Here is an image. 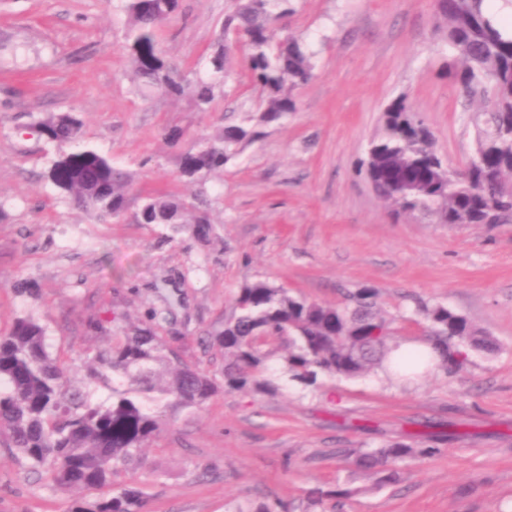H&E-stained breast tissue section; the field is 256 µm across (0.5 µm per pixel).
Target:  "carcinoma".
I'll list each match as a JSON object with an SVG mask.
<instances>
[{
	"mask_svg": "<svg viewBox=\"0 0 512 512\" xmlns=\"http://www.w3.org/2000/svg\"><path fill=\"white\" fill-rule=\"evenodd\" d=\"M181 0H126L128 26L124 50L140 85L172 99L187 97L198 112L212 108L223 91L231 53L246 51L248 84L258 96L244 115L213 133L190 137L180 127L163 137L177 153L178 177L203 186L269 127L296 110L293 88L311 78L314 52L292 35L277 34L293 13L292 0H230L220 33L204 63L182 67L158 49L163 23ZM446 24L448 80L465 96L478 98L474 114L476 147L460 168L445 163L432 134L400 96L382 113V126L362 161L375 193L395 218L420 215L437 224L512 223V33L509 22L486 7V0H438ZM82 120L74 112L36 120L32 131L51 144L75 150L53 162L49 181L76 207L98 220L126 211L133 176L97 150L80 143ZM141 224L186 229L207 238L213 225L206 201L160 193L145 198ZM422 326V341L437 358L435 367L455 374L476 352L493 353L497 344L467 317L443 303L419 302L409 316L384 312L375 288L363 287L336 305L292 295L257 280L242 285L224 327L207 337V346L224 352V366L210 372L165 353L161 324L134 330L84 365L64 363L49 350L46 328L32 315L17 318L0 334V446L46 473L58 489L100 490L119 469L136 465L142 448L161 431L167 413L201 408L223 391L273 394L287 380L304 388L321 377L353 379L381 369L404 340L398 320ZM285 337L279 364H270L269 339ZM420 441H388L360 450L355 465L397 480L398 465L432 455ZM345 494L314 487L307 507ZM144 495L134 483L110 497L78 504L73 512H142Z\"/></svg>",
	"mask_w": 512,
	"mask_h": 512,
	"instance_id": "cac0c4a2",
	"label": "carcinoma"
}]
</instances>
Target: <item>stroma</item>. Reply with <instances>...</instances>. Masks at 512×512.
I'll list each match as a JSON object with an SVG mask.
<instances>
[{
  "mask_svg": "<svg viewBox=\"0 0 512 512\" xmlns=\"http://www.w3.org/2000/svg\"><path fill=\"white\" fill-rule=\"evenodd\" d=\"M282 25L314 51L297 110L246 147L205 186L177 177L167 125L188 134L223 126L249 106L235 51L212 111L141 88L124 52L122 0H0V333L31 314L54 353L82 364L161 313L165 343L205 370L206 349L238 288L264 280L319 303L369 286L382 307L442 302L492 336L498 349L463 371L394 385L379 372L325 378L274 395L226 392L179 409L144 449L136 482L144 512H232L237 503L299 505L315 486L343 489L341 512H512V223L399 221L360 170L379 118L404 95L454 167L474 147L467 100L446 75L436 0H293ZM228 0H181L159 48L195 64L214 41ZM73 111L83 139L135 175L133 192L205 194L208 239L140 224L134 210L100 222L71 206L44 174L68 146L46 144L33 119ZM26 280L33 292L16 293ZM433 438V456L407 461L397 483L359 471L352 453L389 440ZM86 492L0 447V512H71Z\"/></svg>",
  "mask_w": 512,
  "mask_h": 512,
  "instance_id": "stroma-1",
  "label": "stroma"
}]
</instances>
